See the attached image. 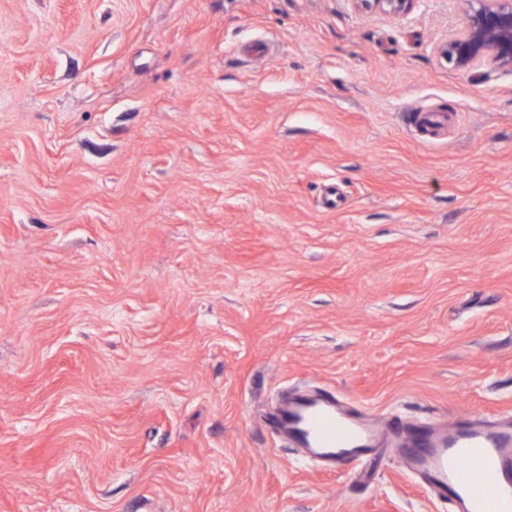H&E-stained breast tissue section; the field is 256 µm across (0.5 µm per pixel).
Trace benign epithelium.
Returning a JSON list of instances; mask_svg holds the SVG:
<instances>
[{"instance_id": "benign-epithelium-1", "label": "benign epithelium", "mask_w": 512, "mask_h": 512, "mask_svg": "<svg viewBox=\"0 0 512 512\" xmlns=\"http://www.w3.org/2000/svg\"><path fill=\"white\" fill-rule=\"evenodd\" d=\"M358 10L409 12L415 0H351ZM462 31L440 48L448 66L468 71L480 65L512 68V0H466Z\"/></svg>"}]
</instances>
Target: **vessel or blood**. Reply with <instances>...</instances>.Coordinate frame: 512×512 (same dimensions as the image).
Segmentation results:
<instances>
[{
    "mask_svg": "<svg viewBox=\"0 0 512 512\" xmlns=\"http://www.w3.org/2000/svg\"><path fill=\"white\" fill-rule=\"evenodd\" d=\"M268 423L315 463L355 468L386 448L452 512H512L511 415L484 420L467 414L446 424L400 416L380 422L328 391L290 396Z\"/></svg>",
    "mask_w": 512,
    "mask_h": 512,
    "instance_id": "b4317fda",
    "label": "vessel or blood"
}]
</instances>
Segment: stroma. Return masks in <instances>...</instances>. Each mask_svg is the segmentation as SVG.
Masks as SVG:
<instances>
[{
	"label": "stroma",
	"mask_w": 512,
	"mask_h": 512,
	"mask_svg": "<svg viewBox=\"0 0 512 512\" xmlns=\"http://www.w3.org/2000/svg\"><path fill=\"white\" fill-rule=\"evenodd\" d=\"M466 8L0 0V512H450L264 416L512 412V69L441 58Z\"/></svg>",
	"instance_id": "obj_1"
}]
</instances>
